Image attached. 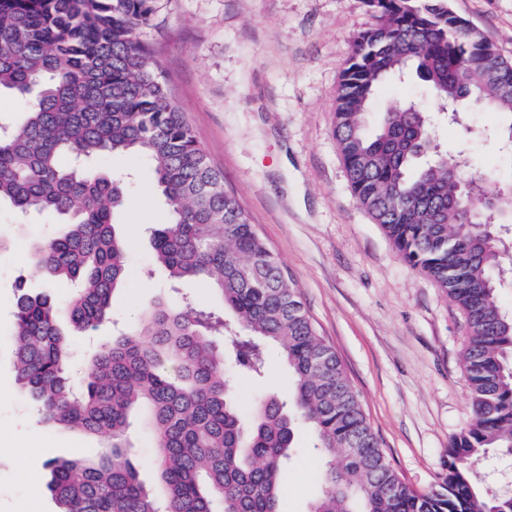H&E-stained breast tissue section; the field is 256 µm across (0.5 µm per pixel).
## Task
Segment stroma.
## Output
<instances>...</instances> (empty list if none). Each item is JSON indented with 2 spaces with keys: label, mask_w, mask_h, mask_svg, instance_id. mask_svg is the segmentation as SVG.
I'll return each mask as SVG.
<instances>
[{
  "label": "stroma",
  "mask_w": 512,
  "mask_h": 512,
  "mask_svg": "<svg viewBox=\"0 0 512 512\" xmlns=\"http://www.w3.org/2000/svg\"><path fill=\"white\" fill-rule=\"evenodd\" d=\"M451 9L512 60V0H449ZM141 33L224 186L298 285L319 333L336 350L392 469L413 490L437 489L448 442L472 418L464 368L461 310L397 254L354 198L334 136V109L352 39L375 19L363 0H157ZM403 99L425 110L436 100L417 81L386 83L371 112ZM468 135L443 125L442 146L463 151L473 172L498 174L507 156L496 136L504 118L468 114ZM103 168L134 177L118 221L127 240L126 282L112 298L113 319L70 333L74 379L94 353L135 327L141 309L175 303L152 265L146 225L158 223V197H144L146 167L134 155H108ZM46 215L25 217L0 205V512H57L48 464L91 456L104 444L42 420L16 381L13 306L17 276L31 294L66 305L73 288L31 263L36 241L52 234ZM242 407L257 395L287 394L288 373L274 362L266 379L231 376ZM130 455L146 487L158 490L155 444L144 416L134 419ZM311 435L299 429L285 475L283 512H309L320 487Z\"/></svg>",
  "instance_id": "35a3bbf8"
}]
</instances>
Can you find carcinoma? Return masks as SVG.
<instances>
[{
  "instance_id": "cac0c4a2",
  "label": "carcinoma",
  "mask_w": 512,
  "mask_h": 512,
  "mask_svg": "<svg viewBox=\"0 0 512 512\" xmlns=\"http://www.w3.org/2000/svg\"><path fill=\"white\" fill-rule=\"evenodd\" d=\"M363 2L377 22L353 39L334 115L348 181L398 254L465 318L473 419L449 443L439 488L418 494L390 467L296 281L226 190L139 38L156 0H0V94L28 103L0 114V204L57 217L33 264L77 285L66 307L74 327L107 322L126 279L127 243L116 224L128 192L96 169L109 153H136L149 168L165 206L150 228L154 260L170 285L212 286L223 304L219 313L190 302L142 308L138 326L102 347L77 387L58 306L18 285V383L44 420L107 440L94 456L49 463L58 512H281L284 465L301 424L326 458L309 512H512V496L479 487L471 471L491 451L512 456V314L499 306L494 274L512 197L467 188L481 177L435 143L434 119L414 100L369 128L379 88L415 78L471 135L453 105L480 98L483 110L506 115L500 135L512 145V61L461 23L448 0ZM215 334L225 335L221 352ZM271 344L281 348L291 389L259 398L246 416L226 363L256 380ZM138 410L155 440L159 494L128 457Z\"/></svg>"
}]
</instances>
